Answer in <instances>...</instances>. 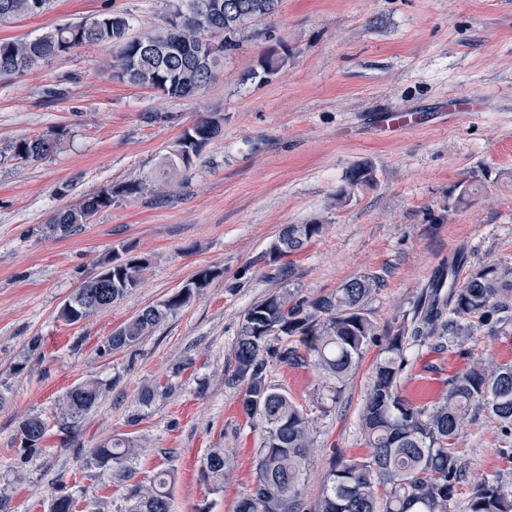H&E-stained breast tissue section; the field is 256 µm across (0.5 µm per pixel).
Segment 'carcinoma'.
<instances>
[{"label": "carcinoma", "instance_id": "cac0c4a2", "mask_svg": "<svg viewBox=\"0 0 512 512\" xmlns=\"http://www.w3.org/2000/svg\"><path fill=\"white\" fill-rule=\"evenodd\" d=\"M226 0H175L185 14L165 20L155 33L130 34L127 17L104 13L56 25L22 40H0V76L25 71L81 46L108 43L119 49L112 78L151 88L171 99L200 94L216 78L224 59L243 41L259 35L256 25L268 16L274 0H237L243 7L231 14ZM51 0H0V22L37 16ZM220 132V124L201 119L185 129L176 146L183 158L167 157L171 170L188 167ZM54 134L22 139L15 154L40 161L57 147ZM150 178L109 184L87 195L75 208L59 211L54 230L67 234L87 224L116 201L151 190ZM320 224H285L272 254L281 258L305 248L320 233ZM454 256L431 280L410 320L387 337L373 368L360 411V429L369 448L364 458L331 462L321 494L307 500L306 476L316 450L312 419L288 392L268 377V363L277 361L314 370L322 380L324 401L337 402L365 347L377 336L369 303L379 289L376 276L347 280L331 296L306 300L288 288L274 291L247 310L232 347L233 370L228 383L239 387L241 407L250 427L259 431L255 448L256 480L238 500L234 512H453L455 488L463 476L456 446L471 419L484 412L500 434L512 437V360L477 361L448 378V389L436 401L413 404L400 395L398 381L409 366L413 346L450 352L459 337L484 328L512 334V268L495 263L473 266L464 280ZM146 260L131 255L100 271L77 288L61 316L75 323L106 309L139 287ZM213 273L202 269L160 303L149 305L112 332L108 347L120 351L140 341L169 316L208 287ZM100 395L96 382L70 389L62 399L61 426L94 407ZM24 448L43 441L46 424L31 416L19 424ZM130 439L116 438L96 449V462L111 466L124 478L123 464L135 453ZM226 452L213 448L203 472L216 483L228 476ZM170 478L157 473L134 490L128 512H171ZM467 512H512V485L488 477L471 492Z\"/></svg>", "mask_w": 512, "mask_h": 512}]
</instances>
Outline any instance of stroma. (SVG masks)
Here are the masks:
<instances>
[{"mask_svg":"<svg viewBox=\"0 0 512 512\" xmlns=\"http://www.w3.org/2000/svg\"><path fill=\"white\" fill-rule=\"evenodd\" d=\"M168 8V0H53L42 15L0 24V40L108 12L129 17L133 33L153 32ZM258 29L188 99L113 80L116 50L107 44L0 78V495L10 512H48L59 495L74 499V512H128L135 486L161 470L173 474L172 512H234L256 479L259 436L225 378L254 302L283 287L328 296L376 276L382 286L369 307L383 335L411 317L454 254L466 257L462 277L483 262L512 266V0H281ZM464 94L473 111H461ZM406 114L408 128L387 132ZM211 117L220 135L189 169L161 175L183 130ZM51 132L60 135L53 154L15 156L17 141ZM358 167L370 184L350 185ZM147 176L156 179L151 193L68 235L52 231L59 210ZM462 181L472 187L464 198ZM312 223L321 232L286 257L291 276L281 281L271 247L282 225ZM130 255L147 260L139 288L81 321L60 318L76 288ZM201 269L214 273L208 288L139 343L108 349L116 328ZM381 348H365L326 413L313 370L268 366L314 420L309 498L332 457L367 453L359 414ZM411 358L400 390L432 401L470 363L512 360V335L484 329L458 352L423 347ZM90 380L102 385L97 404L61 430L63 396ZM148 388L155 396L146 404ZM35 415L47 433L31 452L19 423ZM120 437L140 448L126 479L94 459ZM216 446L231 463L220 486L203 474ZM458 451L465 480L455 512L481 479L512 482V438L487 415L468 426Z\"/></svg>","mask_w":512,"mask_h":512,"instance_id":"1","label":"stroma"}]
</instances>
